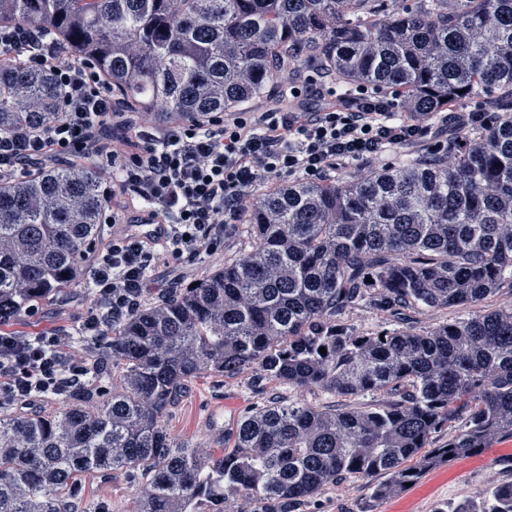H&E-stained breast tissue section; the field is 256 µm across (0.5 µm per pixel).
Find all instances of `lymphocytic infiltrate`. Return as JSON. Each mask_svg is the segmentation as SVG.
<instances>
[{"mask_svg":"<svg viewBox=\"0 0 512 512\" xmlns=\"http://www.w3.org/2000/svg\"><path fill=\"white\" fill-rule=\"evenodd\" d=\"M13 57L52 72L60 116L0 135V180L34 175L52 160L104 157L112 164L109 182L125 197L104 211L111 234L91 249L86 265L83 286L93 305L81 329L88 347H75L72 336L54 328L0 329V407L9 409L78 393L92 347L139 308L150 270L214 253L235 234L264 183L321 179L402 150L438 152L449 130L483 127L512 110L490 99L472 111L451 103L423 112L407 108L396 91L360 85L339 93L324 77L309 75L252 110L150 127L141 113L120 111L98 72L69 59L41 28L0 26V60ZM141 223L159 230L138 236L131 227Z\"/></svg>","mask_w":512,"mask_h":512,"instance_id":"1","label":"lymphocytic infiltrate"}]
</instances>
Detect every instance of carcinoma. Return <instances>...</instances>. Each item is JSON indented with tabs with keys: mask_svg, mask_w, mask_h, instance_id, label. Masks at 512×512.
<instances>
[{
	"mask_svg": "<svg viewBox=\"0 0 512 512\" xmlns=\"http://www.w3.org/2000/svg\"><path fill=\"white\" fill-rule=\"evenodd\" d=\"M42 27L158 125L233 112L297 66L399 89L512 98V0H0V24ZM52 73L0 61V134L59 118ZM91 163L0 182V314L77 286L107 206ZM239 250L112 328L102 364L58 412L0 415V512H79L76 479L124 470L133 512H291L348 478L377 499L512 434V113L464 145L347 179L264 190ZM364 307L394 326L362 332ZM459 316L418 331L411 310ZM326 353H320V348ZM257 369L331 406L275 398L217 453L171 440L188 382ZM117 387L108 392L103 379ZM367 395L378 399L363 403ZM448 440H440L443 433ZM251 505L245 511L240 502ZM433 512H512V484Z\"/></svg>",
	"mask_w": 512,
	"mask_h": 512,
	"instance_id": "obj_1",
	"label": "carcinoma"
}]
</instances>
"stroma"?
I'll return each instance as SVG.
<instances>
[{"mask_svg": "<svg viewBox=\"0 0 512 512\" xmlns=\"http://www.w3.org/2000/svg\"><path fill=\"white\" fill-rule=\"evenodd\" d=\"M237 237L225 239L222 252L178 265L158 267L152 275L149 299L167 298L176 288L220 264L233 252ZM92 304L82 288L65 290L39 306L36 313L15 322L16 330L35 333L60 323V312H67L70 323H77ZM257 370L233 377L203 375L187 384L179 401L165 418V428L175 442L211 444L225 427L261 402L263 396L281 400L296 399V390L265 382L256 390ZM512 483V441L486 449L473 457L430 471L418 484L391 497L374 500L364 480L350 479L311 502L295 507L294 512H431L440 502H454L476 495L487 484ZM84 503L101 506L103 512H133L134 498L128 473L117 471L105 476L87 471L79 476Z\"/></svg>", "mask_w": 512, "mask_h": 512, "instance_id": "obj_1", "label": "stroma"}]
</instances>
